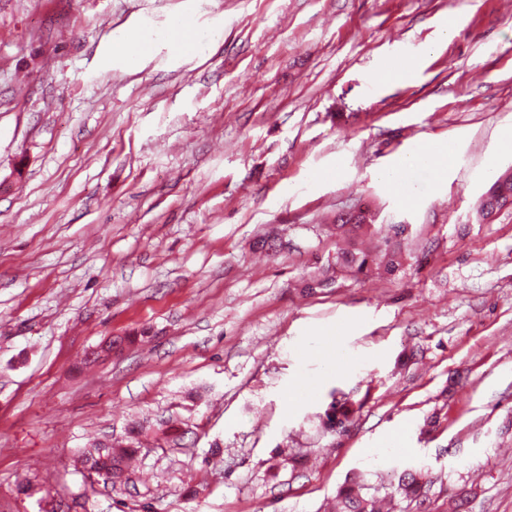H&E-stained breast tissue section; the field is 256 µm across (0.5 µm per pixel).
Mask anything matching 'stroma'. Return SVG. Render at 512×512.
<instances>
[{
	"label": "stroma",
	"instance_id": "35a3bbf8",
	"mask_svg": "<svg viewBox=\"0 0 512 512\" xmlns=\"http://www.w3.org/2000/svg\"><path fill=\"white\" fill-rule=\"evenodd\" d=\"M510 130L512 0H0V512H333L406 468L512 512ZM429 142L447 176L392 192ZM135 425L125 481L78 462ZM426 162L435 166L439 175L448 172V145L418 147L407 155L402 156L395 166L383 173L386 185L395 192H400L404 185V173L409 168L424 165ZM508 170L501 173L485 193L479 206V215L482 220H485L490 210L499 204L500 199L506 200L511 198L512 200V173L510 178L507 177ZM368 222H371L370 214L367 209L361 207H359L356 214L342 211L336 215V229L340 230L342 234L358 231L365 227ZM341 407L336 400H333L323 417V428L334 435H342L347 431L349 417L346 412L340 410ZM368 490L363 476L350 477L337 493V512H381V499Z\"/></svg>",
	"mask_w": 512,
	"mask_h": 512
}]
</instances>
